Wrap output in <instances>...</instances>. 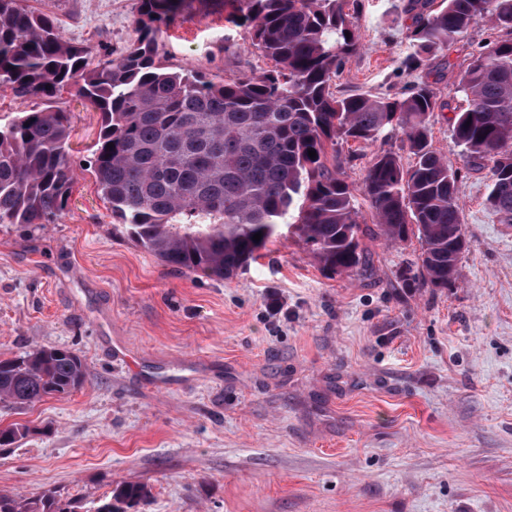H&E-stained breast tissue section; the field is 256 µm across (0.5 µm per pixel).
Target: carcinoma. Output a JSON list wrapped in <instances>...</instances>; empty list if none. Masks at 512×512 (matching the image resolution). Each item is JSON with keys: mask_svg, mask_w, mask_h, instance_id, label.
<instances>
[{"mask_svg": "<svg viewBox=\"0 0 512 512\" xmlns=\"http://www.w3.org/2000/svg\"><path fill=\"white\" fill-rule=\"evenodd\" d=\"M184 4L137 0V39L119 60L92 67L91 51L63 39L51 17L22 0H0V83L45 100L75 85L100 112L91 168L134 241L176 271L229 280L292 217L321 270L363 275L371 264L359 242V202L336 143L373 144L399 129L414 164L406 169L396 153L377 151L363 197L387 241L416 229L421 286L454 284L470 245L457 197L461 173L428 139L431 117L444 108L433 87L421 80L398 98L335 96L333 79L360 50L346 0H234V22L275 68L234 81L173 70L157 58V43ZM407 8L414 13L409 68L460 41L480 18L511 34L472 50L455 89L463 105L450 125L468 160L490 166L487 204L512 224V0H408ZM71 129L69 113L50 106L0 121V224H50L66 210ZM84 380L74 351L34 348L0 359V402L64 397ZM27 432L0 427V446ZM148 496L142 483L114 492L129 505ZM0 512L71 510L51 497L0 493Z\"/></svg>", "mask_w": 512, "mask_h": 512, "instance_id": "1", "label": "carcinoma"}]
</instances>
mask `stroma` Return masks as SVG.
<instances>
[{"label": "stroma", "mask_w": 512, "mask_h": 512, "mask_svg": "<svg viewBox=\"0 0 512 512\" xmlns=\"http://www.w3.org/2000/svg\"><path fill=\"white\" fill-rule=\"evenodd\" d=\"M406 0H348L361 49L334 95L400 96L425 79L447 109L432 149L458 168L470 249L454 285L419 287L417 236L390 243L365 221V275L328 276L293 228L231 280L171 269L128 238L90 162L100 115L75 87L52 99L72 115V195L51 224H0V357L68 348L81 388L16 408L0 426V492L52 496L75 512H512V224L485 206L488 168L450 136L453 89L487 21L411 71ZM59 33L120 57L136 39V0H23ZM224 0H187L158 41L174 69L226 80L273 68ZM412 156L401 132L341 143L354 186L377 149ZM128 482L149 497L113 500Z\"/></svg>", "instance_id": "obj_1"}]
</instances>
